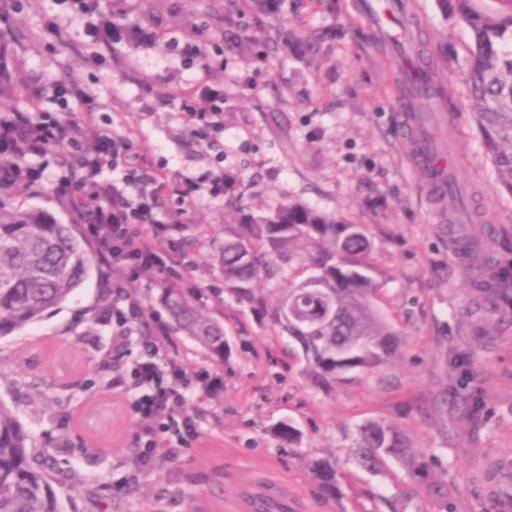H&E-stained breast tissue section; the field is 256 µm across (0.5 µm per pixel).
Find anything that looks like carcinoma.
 <instances>
[{
    "label": "carcinoma",
    "instance_id": "cac0c4a2",
    "mask_svg": "<svg viewBox=\"0 0 512 512\" xmlns=\"http://www.w3.org/2000/svg\"><path fill=\"white\" fill-rule=\"evenodd\" d=\"M253 12L269 16L282 0H248ZM482 0H437L444 12L472 35L471 96L473 117L496 173V191L512 195V0H498L501 9L479 6ZM257 43L231 38L226 50L246 57ZM430 70L423 58L412 61L409 77L428 101L441 91L428 84ZM20 81L7 60L0 59V101L12 96ZM19 160L0 153V190L12 187L10 174ZM245 232L225 233L215 260L228 293L246 303L263 321L289 335L300 336L290 350L309 383L330 387L343 375L392 362L399 336L381 313L375 297L378 272L370 262L372 241L366 227L318 212L298 203L282 204L266 215L241 214ZM304 256L310 278L292 284L272 299L258 284L284 277L283 261ZM85 242L72 225L39 207L8 208L0 204V336L37 321L44 312L66 302L88 277ZM498 306L512 301V271L503 268L492 279L474 277ZM163 302L174 329L185 333L218 362L224 361V328L184 296L168 290ZM285 445L296 443L300 431L291 422L276 428ZM29 434L14 411L0 400V512H61L47 475L36 470L28 453ZM406 455L405 440L392 425L371 423L361 429L357 462L377 468L382 456ZM313 475L328 493L336 492V471L315 462Z\"/></svg>",
    "mask_w": 512,
    "mask_h": 512
}]
</instances>
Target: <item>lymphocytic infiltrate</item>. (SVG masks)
Here are the masks:
<instances>
[{"instance_id": "lymphocytic-infiltrate-1", "label": "lymphocytic infiltrate", "mask_w": 512, "mask_h": 512, "mask_svg": "<svg viewBox=\"0 0 512 512\" xmlns=\"http://www.w3.org/2000/svg\"><path fill=\"white\" fill-rule=\"evenodd\" d=\"M206 106H198L194 95L180 98L187 124L200 135L224 127V97L205 88ZM57 144L69 145L78 161L79 178L59 179L57 190L70 207L86 221L91 240L112 272V320L116 331L113 350H121L130 337H137L145 354L131 370L130 380H116L115 392L131 397L136 423L134 440L143 465H150L156 452L178 458L191 448L199 435L186 413L189 389L198 399L210 397L222 386L220 378H200L197 370L178 350H162L170 329L164 321L146 314L138 280L143 272L181 265V257L166 245L182 222L164 223L156 206L168 195L163 174L149 177L137 186L130 153L134 148L129 132L112 129L86 139L80 124L64 122L60 113L34 110L20 112L0 107V151L27 159L43 156ZM112 171L116 180L105 181Z\"/></svg>"}]
</instances>
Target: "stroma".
<instances>
[{
	"mask_svg": "<svg viewBox=\"0 0 512 512\" xmlns=\"http://www.w3.org/2000/svg\"><path fill=\"white\" fill-rule=\"evenodd\" d=\"M73 0H13L22 28L10 68L24 86L15 109H55L57 81L81 90L66 117L86 136L110 124L128 128L136 148L163 170L173 192L157 216L181 212L189 226L173 251L190 273L142 274L140 293L166 318L168 285L207 308L224 326L228 352L217 362L181 333L173 339L190 364L224 382L210 400L188 399L200 439L178 459L141 468L128 400L113 379H129L142 353L136 341L112 350L110 268L91 255L83 286L35 323L0 337V400L32 438L62 512H242L247 494L287 503L288 512H491L481 484L485 464L512 456V307L497 311L465 271L425 175L406 158L401 112L407 102L392 48L369 25L360 0H284L279 16L255 17L229 0H121L75 13ZM442 95L428 103L434 135L455 164L459 200L479 213L473 230L496 264H512V195L496 176L473 119L469 29L436 0H404ZM132 37L115 51L107 24ZM308 35L309 53L243 60L223 52L233 30L272 43L281 27ZM209 63V82L224 91L217 147L199 141L178 110ZM93 123H85L86 114ZM41 181L0 193L9 207L36 206L78 233L86 226L56 192L74 157L52 149ZM223 169L234 181L224 199L180 202L187 179ZM365 225L381 273L377 304L401 334L396 359L350 374L335 391L310 386L285 351L287 337L259 322L224 290L214 260L224 225L238 209L262 213L285 202ZM300 431L283 446L274 429ZM385 422L400 429L412 455L386 458L374 472L355 461L358 429ZM424 455L427 469L414 468ZM336 468V492L314 479L313 461Z\"/></svg>",
	"mask_w": 512,
	"mask_h": 512,
	"instance_id": "1",
	"label": "stroma"
}]
</instances>
